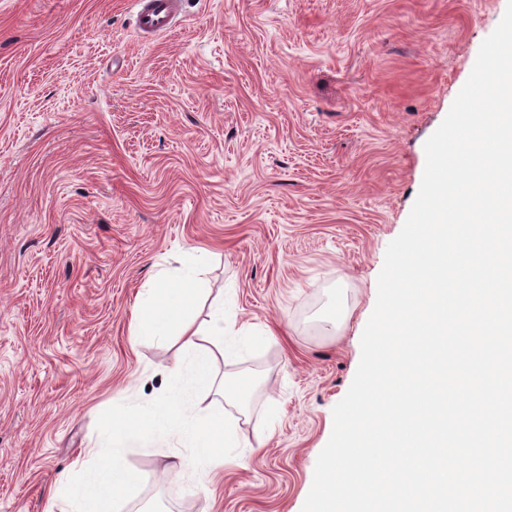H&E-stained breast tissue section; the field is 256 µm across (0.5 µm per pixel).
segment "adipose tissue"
I'll use <instances>...</instances> for the list:
<instances>
[{
    "label": "adipose tissue",
    "mask_w": 512,
    "mask_h": 512,
    "mask_svg": "<svg viewBox=\"0 0 512 512\" xmlns=\"http://www.w3.org/2000/svg\"><path fill=\"white\" fill-rule=\"evenodd\" d=\"M203 274L197 265L165 270L141 294L135 333L177 337L180 357L169 369L157 399L149 402L131 394L119 395L111 419L97 434L92 459L76 458L56 479L52 494L64 500L66 512H92L86 488L94 483L108 486L113 497H123L127 483L122 461L129 449L163 451L171 439H181L186 453L172 455L164 470L198 478L223 468L225 449L237 447L233 426L215 431L220 417L204 407L202 393L225 395L223 382L211 372L212 364L249 349L257 334L225 319L220 307L206 327L194 325L186 308L202 293Z\"/></svg>",
    "instance_id": "obj_1"
}]
</instances>
